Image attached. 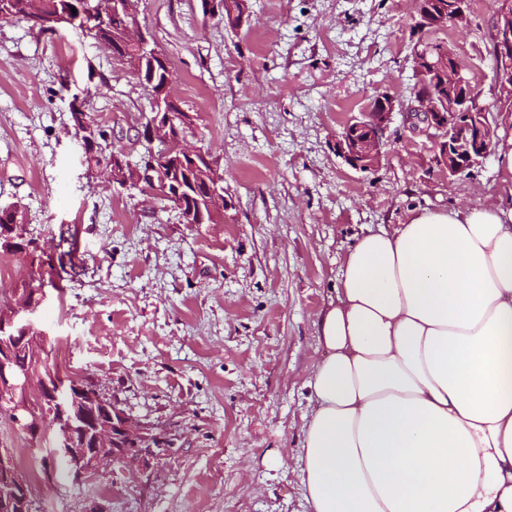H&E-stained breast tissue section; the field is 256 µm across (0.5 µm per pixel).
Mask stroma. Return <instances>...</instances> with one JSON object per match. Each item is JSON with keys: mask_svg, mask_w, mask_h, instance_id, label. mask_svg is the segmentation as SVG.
<instances>
[{"mask_svg": "<svg viewBox=\"0 0 512 512\" xmlns=\"http://www.w3.org/2000/svg\"><path fill=\"white\" fill-rule=\"evenodd\" d=\"M413 0H246L232 27L201 0H138L136 18L169 58L172 92L195 117L188 145L224 176V220L183 224L170 204L113 190L89 164L71 117L86 101L107 142L145 152L151 91L80 29L0 22V209L22 211L41 263L11 256L0 291L45 283L37 327L67 341L68 374L157 425L162 447L102 466L82 488L47 476L26 448L37 512H308L288 468L304 437L306 385L327 355L316 321L337 297L363 232L418 209L495 201L496 154L451 177L434 133L394 117L384 154L351 168L336 135L372 97L411 96ZM497 11L471 0L470 24L432 37L473 76L494 142L512 136L495 82Z\"/></svg>", "mask_w": 512, "mask_h": 512, "instance_id": "1", "label": "stroma"}]
</instances>
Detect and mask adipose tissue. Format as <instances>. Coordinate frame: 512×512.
I'll return each instance as SVG.
<instances>
[{"mask_svg": "<svg viewBox=\"0 0 512 512\" xmlns=\"http://www.w3.org/2000/svg\"><path fill=\"white\" fill-rule=\"evenodd\" d=\"M295 473L310 512H512V206L360 236Z\"/></svg>", "mask_w": 512, "mask_h": 512, "instance_id": "obj_1", "label": "adipose tissue"}]
</instances>
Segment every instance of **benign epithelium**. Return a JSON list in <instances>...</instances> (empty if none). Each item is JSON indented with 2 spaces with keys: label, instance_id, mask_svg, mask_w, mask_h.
<instances>
[{
  "label": "benign epithelium",
  "instance_id": "1",
  "mask_svg": "<svg viewBox=\"0 0 512 512\" xmlns=\"http://www.w3.org/2000/svg\"><path fill=\"white\" fill-rule=\"evenodd\" d=\"M415 6L418 29L431 31L445 26L444 18L433 8V0H415ZM112 16L123 20V43L142 50L153 45L138 25L129 22L135 17L133 0H112L110 10L87 4L85 11L74 14L67 8L57 12L54 23H78L87 29L92 22L105 26ZM493 54L498 60V86L506 100L511 101V6L497 14ZM414 63L419 93L413 94L406 104L385 93L379 94L362 118L347 123L338 135L336 147L352 168L367 171L379 163L385 132L396 113L402 115L412 130L422 123L425 130L440 133L438 163L450 176L473 168L488 155L490 127L485 113L472 107L469 92H460L468 84V78L459 65H449L444 58L433 62L418 55ZM156 102L167 107L154 110L149 141L177 143L180 148L174 155L152 159L146 171L135 169V183L160 180L165 198L179 211L182 222L203 224L206 212L223 205L222 179L211 175L206 181V196H198L194 201L185 199L184 185L172 179L171 169L186 158L197 160L204 152L185 146L179 127L188 125V120L177 101L167 94V87L159 88ZM45 296L42 284L31 281L13 291L10 302L0 307V396L10 398L13 414L19 420H26L25 432L33 439L42 436L41 419L35 406L57 405L61 428L55 453L68 460L73 482L81 484L106 463L142 456L156 443L157 437L153 424L120 410L97 387L44 374L38 368L23 367L16 361L14 352L24 347L33 351L34 358L40 361L47 353L45 339L39 335L33 318ZM15 506L19 512H31L32 488L27 476L14 464L10 449L0 448V512H12Z\"/></svg>",
  "mask_w": 512,
  "mask_h": 512
}]
</instances>
